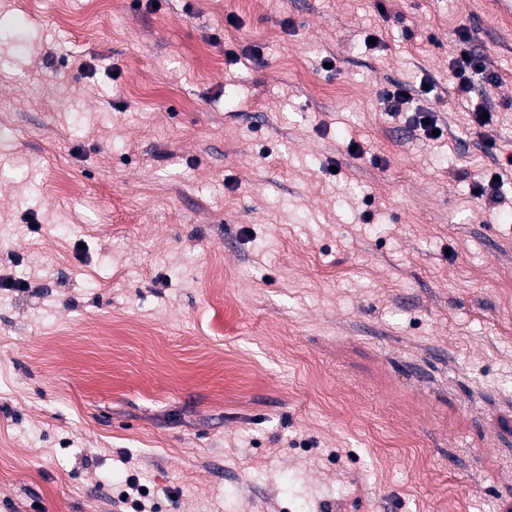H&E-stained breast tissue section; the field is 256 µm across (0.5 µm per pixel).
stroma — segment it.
I'll use <instances>...</instances> for the list:
<instances>
[{"mask_svg":"<svg viewBox=\"0 0 512 512\" xmlns=\"http://www.w3.org/2000/svg\"><path fill=\"white\" fill-rule=\"evenodd\" d=\"M1 31L0 512H117L131 473L158 512H512L490 0H0ZM470 40V34H461L457 47L459 54L452 56L449 60L450 69L458 80L456 84L457 99L463 103L471 98L473 92L470 73L485 74L490 84L497 83L496 75L491 69V62L485 56L476 55L468 48L467 44ZM463 54H466V58H463ZM498 177V176H494ZM493 177V178H494ZM493 178L475 181L472 184L473 193L481 200L484 201L488 209L494 210L496 205L502 202V197L499 191L498 181H493Z\"/></svg>","mask_w":512,"mask_h":512,"instance_id":"obj_1","label":"stroma"}]
</instances>
